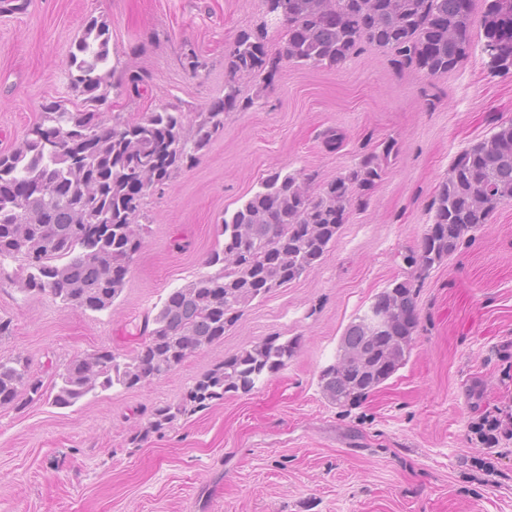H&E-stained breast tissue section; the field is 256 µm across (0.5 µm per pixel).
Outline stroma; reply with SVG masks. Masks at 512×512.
I'll list each match as a JSON object with an SVG mask.
<instances>
[{
    "instance_id": "stroma-1",
    "label": "stroma",
    "mask_w": 512,
    "mask_h": 512,
    "mask_svg": "<svg viewBox=\"0 0 512 512\" xmlns=\"http://www.w3.org/2000/svg\"><path fill=\"white\" fill-rule=\"evenodd\" d=\"M262 10V0H29L25 13L0 15V151L21 144L42 103L81 109L66 62L90 20L109 29L112 67L151 75L144 98L110 90L108 123L177 100L208 111L224 95L225 46ZM473 41L467 60L438 78L368 48L337 67L286 64L272 81L241 80L251 106L226 117L195 167L146 196L144 247L107 311L23 298L12 281L18 264L6 262L0 317L13 333L0 356L23 354L43 371L101 349L128 353L143 316L206 273L216 224L263 179L298 170L316 192L362 155L393 148L322 264L253 303L220 343L167 376L69 408L48 399L0 407V512H512V436L489 448L472 429L512 410V202L426 279L404 260L454 157L512 119V72L489 66L483 26ZM188 45L206 64L200 75L182 66ZM407 278L420 314L407 361L358 403L332 404L319 374L346 326ZM275 335L296 342L280 371L130 444L148 410ZM485 457L494 474L478 468Z\"/></svg>"
}]
</instances>
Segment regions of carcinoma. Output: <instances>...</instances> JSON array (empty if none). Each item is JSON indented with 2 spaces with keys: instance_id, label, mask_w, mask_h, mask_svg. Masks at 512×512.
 Masks as SVG:
<instances>
[{
  "instance_id": "carcinoma-1",
  "label": "carcinoma",
  "mask_w": 512,
  "mask_h": 512,
  "mask_svg": "<svg viewBox=\"0 0 512 512\" xmlns=\"http://www.w3.org/2000/svg\"><path fill=\"white\" fill-rule=\"evenodd\" d=\"M475 0H264L257 30L243 32L224 50V97L195 115L186 129L182 103H170L136 120L101 117L108 97L109 36L90 21L70 54L72 86L84 109L68 110L58 101L42 106L21 147L0 152V267L20 261L14 281L24 293H47L67 307L101 312L110 308L137 263L146 225L142 204L150 191L172 175L196 165L199 151L224 131L230 109L246 107L238 80L271 82L282 65L334 67L365 47L392 51L395 64L413 66L429 78L443 76L469 56L475 26ZM279 19L287 39L276 53L268 46L267 18ZM492 49L512 53V0L489 6L483 20ZM147 77L122 73L116 88L141 96ZM393 150L363 157L309 192L300 171H278L216 225L223 244L211 251L209 271L173 289L157 313L144 318V336L124 355L105 350L68 361L51 372V386L20 355L0 357V407L21 409L52 390V403L71 407L89 393L116 385L130 389L168 375L186 358L224 338V333L255 300L313 271L322 261L346 215L366 206L364 191L381 180ZM512 202V120L494 127L490 137L460 152L429 205L430 224L418 250L406 256L421 278L458 251L466 236L488 223L499 206ZM404 346L411 344L419 317L413 284L404 280L379 293ZM357 314L340 346L358 357L338 359L320 374L324 396L346 406L391 378L362 375L364 359L380 360L389 341ZM294 341L275 336L243 351L196 380L176 403L151 411L150 428L159 432L176 420L209 408L228 393L251 391L262 378L283 367Z\"/></svg>"
}]
</instances>
